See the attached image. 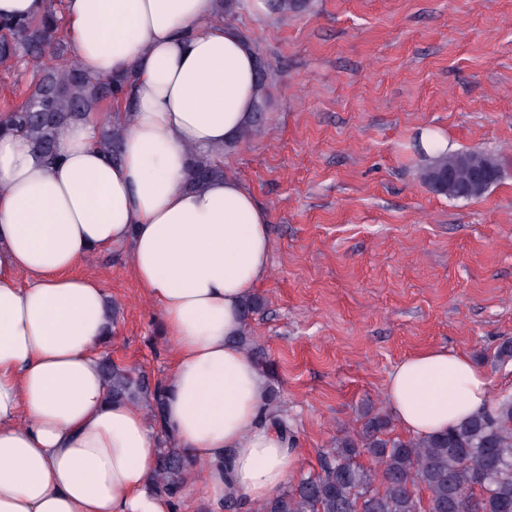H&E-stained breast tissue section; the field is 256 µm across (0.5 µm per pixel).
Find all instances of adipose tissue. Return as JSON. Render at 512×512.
I'll return each instance as SVG.
<instances>
[{"mask_svg": "<svg viewBox=\"0 0 512 512\" xmlns=\"http://www.w3.org/2000/svg\"><path fill=\"white\" fill-rule=\"evenodd\" d=\"M218 0H65L70 57L130 77L131 108L65 126L58 158L0 127V512H173L150 487L159 441L137 402H112L99 367L112 333L92 253L125 247L174 360L166 426L214 504L263 501L300 463L265 420L267 387L236 343L242 302L269 273L265 211L238 179L187 185L191 153L250 124L258 56L219 23ZM122 128L121 156L100 147ZM487 375L437 348L404 358L386 397L426 437L488 403Z\"/></svg>", "mask_w": 512, "mask_h": 512, "instance_id": "ef3b65f1", "label": "adipose tissue"}]
</instances>
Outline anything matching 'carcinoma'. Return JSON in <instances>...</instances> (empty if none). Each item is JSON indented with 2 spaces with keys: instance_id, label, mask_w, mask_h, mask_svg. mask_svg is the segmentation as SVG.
<instances>
[{
  "instance_id": "obj_1",
  "label": "carcinoma",
  "mask_w": 512,
  "mask_h": 512,
  "mask_svg": "<svg viewBox=\"0 0 512 512\" xmlns=\"http://www.w3.org/2000/svg\"><path fill=\"white\" fill-rule=\"evenodd\" d=\"M60 18L52 5L44 13L17 22L0 21V60L32 61L38 68L23 104L11 111L6 129L24 135L36 155L55 157L63 127L83 119L102 103L123 94L129 77H90L72 60L62 59L57 32ZM117 127L103 130L101 145L112 158L120 154ZM449 153L440 154L420 172L436 192L437 175L448 170ZM188 186L201 188L224 177L210 155L190 153ZM263 301L251 296L241 305L237 342L252 356L262 375L274 376V364L256 347L250 320ZM114 400L144 403L164 447L151 475L152 489L175 501L187 481L201 474L184 449L172 445L164 422L165 385L115 363L99 362ZM391 419L383 411L366 414L363 428L336 437L320 462V472L303 476L267 500L256 512H512V396H494L462 424L424 438L382 435ZM367 456L375 467L356 459Z\"/></svg>"
}]
</instances>
